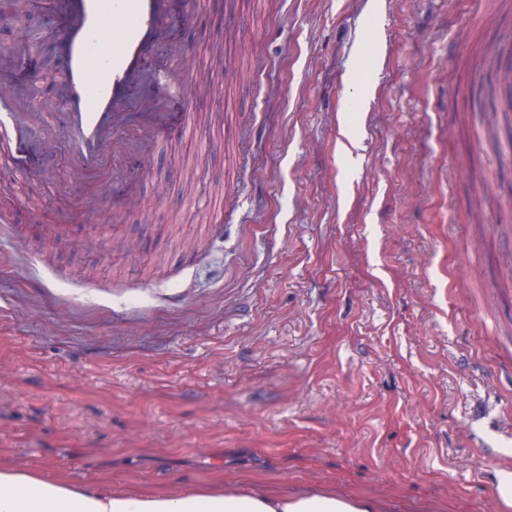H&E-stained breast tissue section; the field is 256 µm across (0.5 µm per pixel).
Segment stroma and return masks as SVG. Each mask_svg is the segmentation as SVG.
<instances>
[{
  "label": "stroma",
  "instance_id": "35a3bbf8",
  "mask_svg": "<svg viewBox=\"0 0 512 512\" xmlns=\"http://www.w3.org/2000/svg\"><path fill=\"white\" fill-rule=\"evenodd\" d=\"M20 6L0 70L35 108L59 16ZM174 35L205 125L117 161L140 206L72 182L60 111L53 176L35 133L0 183V463L512 512L485 454L512 459V139L477 81L512 0H203Z\"/></svg>",
  "mask_w": 512,
  "mask_h": 512
}]
</instances>
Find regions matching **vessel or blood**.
Returning a JSON list of instances; mask_svg holds the SVG:
<instances>
[{"label":"vessel or blood","mask_w":512,"mask_h":512,"mask_svg":"<svg viewBox=\"0 0 512 512\" xmlns=\"http://www.w3.org/2000/svg\"><path fill=\"white\" fill-rule=\"evenodd\" d=\"M196 0H46L64 7L55 35L57 58L64 72L65 95L56 104L67 112L70 140L67 163L81 183L109 166L118 150L130 148L144 160L152 140L170 128L198 130L194 113L183 106V89L174 79L187 49L173 32L194 15ZM166 48L169 62L146 73V59ZM31 95L29 84L0 73V147L22 155L30 131H39L44 145L54 133L46 109L29 115L20 126L15 101ZM336 512H397L394 502L340 491Z\"/></svg>","instance_id":"1"}]
</instances>
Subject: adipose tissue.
I'll return each mask as SVG.
<instances>
[{
  "label": "adipose tissue",
  "instance_id": "1",
  "mask_svg": "<svg viewBox=\"0 0 512 512\" xmlns=\"http://www.w3.org/2000/svg\"><path fill=\"white\" fill-rule=\"evenodd\" d=\"M0 512H336V496L266 493L246 487L223 492L118 493L0 464Z\"/></svg>",
  "mask_w": 512,
  "mask_h": 512
}]
</instances>
